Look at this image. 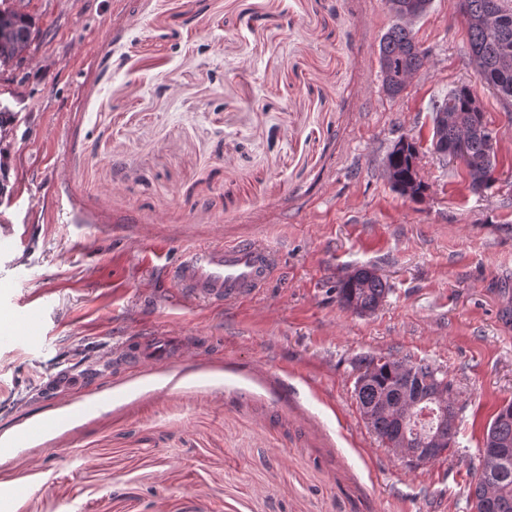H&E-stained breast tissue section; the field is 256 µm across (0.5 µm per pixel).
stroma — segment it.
I'll return each mask as SVG.
<instances>
[{
	"instance_id": "1",
	"label": "stroma",
	"mask_w": 512,
	"mask_h": 512,
	"mask_svg": "<svg viewBox=\"0 0 512 512\" xmlns=\"http://www.w3.org/2000/svg\"><path fill=\"white\" fill-rule=\"evenodd\" d=\"M456 3L415 23L430 61L392 99L385 0H24L37 39L0 71V512H470L512 401V107L479 88L499 142L472 192L431 146L434 106L478 82ZM403 137L419 202L383 173ZM252 238L281 255L253 300L178 296L181 250ZM362 266L390 288L365 316L336 298ZM389 353L447 371L449 458L407 466L368 429L353 362Z\"/></svg>"
}]
</instances>
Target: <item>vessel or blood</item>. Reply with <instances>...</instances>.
<instances>
[{
  "instance_id": "obj_1",
  "label": "vessel or blood",
  "mask_w": 512,
  "mask_h": 512,
  "mask_svg": "<svg viewBox=\"0 0 512 512\" xmlns=\"http://www.w3.org/2000/svg\"><path fill=\"white\" fill-rule=\"evenodd\" d=\"M276 265V253L257 240L203 244L183 250L169 276L181 297L243 303L266 285Z\"/></svg>"
}]
</instances>
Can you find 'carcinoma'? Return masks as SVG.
<instances>
[{"mask_svg":"<svg viewBox=\"0 0 512 512\" xmlns=\"http://www.w3.org/2000/svg\"><path fill=\"white\" fill-rule=\"evenodd\" d=\"M432 0H388L393 22L382 35L378 47V66L384 92L392 99L401 95L409 80L429 62V51L415 39L412 25L430 9ZM459 14L468 30L470 57L482 87L493 90L503 101L512 102V0H458ZM0 24L21 31L14 41L0 42V66L22 63L34 43L32 21L14 0H0ZM444 117H439V114ZM432 146L435 152L452 149L456 139L467 135L470 165L469 188L482 185L489 189L497 162V133L490 128L478 102L477 90L461 84L448 92V98L432 113ZM416 143L398 142L383 161L384 175L402 196L416 200L426 191L413 160L418 157ZM389 292V286L374 269L360 267L339 280L340 305L358 315L373 312ZM392 356L359 358L354 370L367 381L354 387L360 412L368 428L381 443L406 441L411 448H436L430 460L449 452L456 432L435 431L436 420H403L397 405L405 392L420 402L419 410L440 414L446 408L456 416L449 398L452 382L441 386L433 379L431 364L419 360L402 373L390 367ZM482 451H494L497 457L481 458L473 470L468 505L470 512H512V401H508L489 422Z\"/></svg>","mask_w":512,"mask_h":512,"instance_id":"1","label":"carcinoma"}]
</instances>
